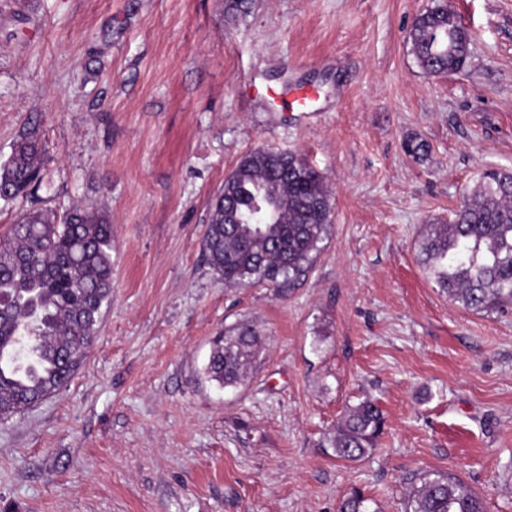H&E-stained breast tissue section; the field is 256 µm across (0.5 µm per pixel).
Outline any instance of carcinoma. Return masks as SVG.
Listing matches in <instances>:
<instances>
[{
	"label": "carcinoma",
	"instance_id": "obj_1",
	"mask_svg": "<svg viewBox=\"0 0 512 512\" xmlns=\"http://www.w3.org/2000/svg\"><path fill=\"white\" fill-rule=\"evenodd\" d=\"M411 52L427 75L452 73L466 63L470 33L440 0L409 32ZM41 145L26 130L0 162V198L29 193L40 182ZM325 178L291 153L258 148L224 179L214 199L203 251L230 286L295 287L312 266L331 222ZM428 277L462 308L512 311V171L488 169L454 217L425 225L420 243ZM112 294V224L93 206L73 209L60 224L32 211L0 238V349L11 350V369L0 367V418L21 413L60 391L84 358ZM261 336L240 322L213 340L205 368L222 386L245 380ZM385 427L377 400L351 407L330 441L333 455L358 460L376 447ZM405 512H484L463 481L438 472L417 474ZM338 512H382L361 490L347 494Z\"/></svg>",
	"mask_w": 512,
	"mask_h": 512
}]
</instances>
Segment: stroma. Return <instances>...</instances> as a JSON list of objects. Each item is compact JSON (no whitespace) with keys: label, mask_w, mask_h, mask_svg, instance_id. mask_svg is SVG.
<instances>
[{"label":"stroma","mask_w":512,"mask_h":512,"mask_svg":"<svg viewBox=\"0 0 512 512\" xmlns=\"http://www.w3.org/2000/svg\"><path fill=\"white\" fill-rule=\"evenodd\" d=\"M437 0H0V161L29 128L41 184L23 213L77 204L112 225V301L67 387L0 419V512H337L360 489L404 512L411 477L453 473L512 512V314L452 304L418 259L488 168L512 170V0H447L471 33L457 73L410 51ZM319 92L303 120L283 84ZM428 143L410 155L409 141ZM272 148L323 174L328 230L278 296L208 265L211 204ZM241 322L248 378L205 372ZM386 417L368 456L333 457L345 412Z\"/></svg>","instance_id":"obj_1"}]
</instances>
